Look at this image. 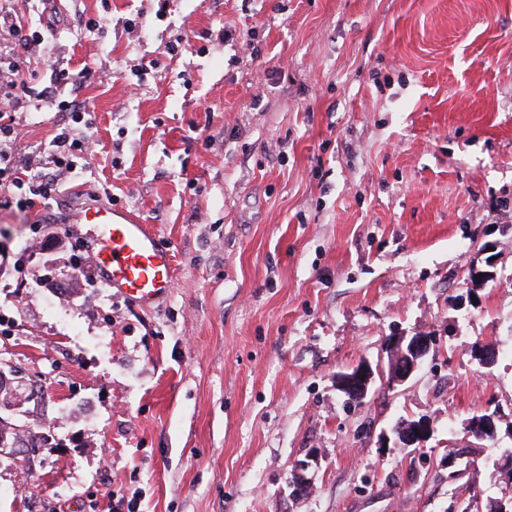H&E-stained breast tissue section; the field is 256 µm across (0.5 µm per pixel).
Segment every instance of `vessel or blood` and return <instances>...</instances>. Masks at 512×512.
I'll return each instance as SVG.
<instances>
[{"mask_svg": "<svg viewBox=\"0 0 512 512\" xmlns=\"http://www.w3.org/2000/svg\"><path fill=\"white\" fill-rule=\"evenodd\" d=\"M70 221L93 226L96 240L90 261L105 287L143 309L170 294L174 255L151 225L107 204L81 209Z\"/></svg>", "mask_w": 512, "mask_h": 512, "instance_id": "vessel-or-blood-1", "label": "vessel or blood"}]
</instances>
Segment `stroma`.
<instances>
[{
    "label": "stroma",
    "mask_w": 512,
    "mask_h": 512,
    "mask_svg": "<svg viewBox=\"0 0 512 512\" xmlns=\"http://www.w3.org/2000/svg\"><path fill=\"white\" fill-rule=\"evenodd\" d=\"M0 8L53 39L46 57L0 48L28 95L79 98L95 144L40 211L0 207V512H487L512 497L497 469L512 448V0ZM86 65L80 87L63 81ZM13 119L20 162L42 166L61 113ZM94 203L156 227L168 298L145 310L105 288L92 227L66 222ZM416 333L433 345L409 379L348 402L337 375L387 368ZM481 413L496 429L477 440ZM420 417L431 438L396 448L394 423ZM452 448L467 465L453 483Z\"/></svg>",
    "instance_id": "stroma-1"
}]
</instances>
